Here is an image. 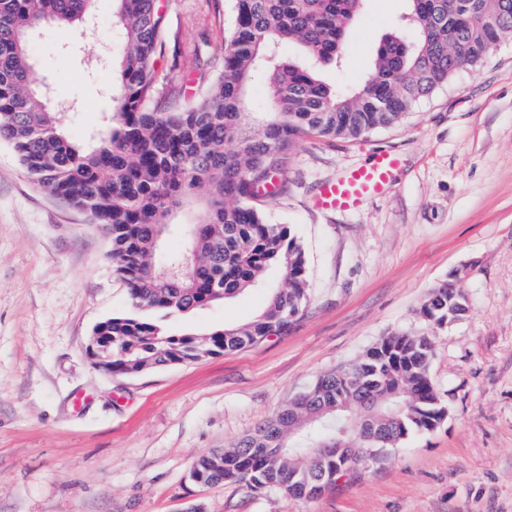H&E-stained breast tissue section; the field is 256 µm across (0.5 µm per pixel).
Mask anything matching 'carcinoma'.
<instances>
[{"label": "carcinoma", "mask_w": 512, "mask_h": 512, "mask_svg": "<svg viewBox=\"0 0 512 512\" xmlns=\"http://www.w3.org/2000/svg\"><path fill=\"white\" fill-rule=\"evenodd\" d=\"M94 0H0V141L10 145L42 190L103 228L112 266L127 288L129 311L108 318L112 346L103 368L138 375L171 363L226 355L282 335L308 301L305 251L286 224L265 214L303 135L359 139L399 125L416 103L475 68L512 35V0H407L409 43L385 35L373 69L353 92L318 75L339 64L348 29L363 0H236V21L225 38L223 66L200 100L155 105L160 89L154 57L162 47L165 14L158 0H113L120 48L104 62L112 75L110 124L88 148L69 136L63 113L34 99L31 33L51 23L82 21ZM292 42L301 58L283 54ZM266 80L262 117L242 112L256 75ZM202 209L181 252L161 249L177 226L163 218L195 197ZM278 275L283 286L269 284ZM267 288L262 311L249 323L205 334L174 331L173 317ZM437 328L464 318L467 300L448 285L421 307ZM426 336L394 333L350 366L319 377L306 395L238 440L230 450L201 455L192 478L205 485L241 482L253 490L288 491L293 484L328 485L346 475L350 458L334 448L392 450L413 432L429 431L448 406L430 374ZM392 394L370 440L336 404ZM324 412L328 420L301 429L289 416Z\"/></svg>", "instance_id": "1"}]
</instances>
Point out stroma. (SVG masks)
<instances>
[{
  "label": "stroma",
  "instance_id": "stroma-1",
  "mask_svg": "<svg viewBox=\"0 0 512 512\" xmlns=\"http://www.w3.org/2000/svg\"><path fill=\"white\" fill-rule=\"evenodd\" d=\"M156 74L180 68L185 98L218 72L235 0H159ZM407 0H364L330 84L359 87ZM95 31L54 26L29 49L33 78L60 101L72 139L90 142L112 111L90 54L114 42L112 0ZM378 149L402 156L394 184L351 212L314 204L322 183ZM281 194L266 204L308 259V303L287 334L229 355L114 376L88 354L94 327L129 307L99 225L45 194L0 143V512H512V38L475 70L422 99L403 124L356 140L300 139ZM463 271L466 316H422L432 288ZM258 289L176 321L204 332L250 322ZM430 337L431 377L449 408L311 501L238 482L205 486L199 456L227 449L318 377L381 338Z\"/></svg>",
  "mask_w": 512,
  "mask_h": 512
}]
</instances>
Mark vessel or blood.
Listing matches in <instances>:
<instances>
[{"instance_id": "1", "label": "vessel or blood", "mask_w": 512, "mask_h": 512, "mask_svg": "<svg viewBox=\"0 0 512 512\" xmlns=\"http://www.w3.org/2000/svg\"><path fill=\"white\" fill-rule=\"evenodd\" d=\"M399 167L400 160L394 152L375 151L367 163L324 183L316 204L328 210L357 209L366 198L384 194L395 181Z\"/></svg>"}]
</instances>
